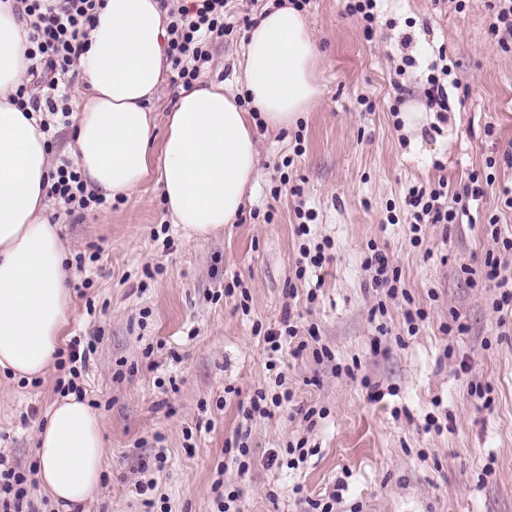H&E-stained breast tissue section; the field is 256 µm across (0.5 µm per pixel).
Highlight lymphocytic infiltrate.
I'll return each instance as SVG.
<instances>
[{
    "label": "lymphocytic infiltrate",
    "mask_w": 512,
    "mask_h": 512,
    "mask_svg": "<svg viewBox=\"0 0 512 512\" xmlns=\"http://www.w3.org/2000/svg\"><path fill=\"white\" fill-rule=\"evenodd\" d=\"M226 5L227 0H192L169 8L165 18L167 54L183 87H191L212 62V40L230 31L231 25L224 19ZM101 6L102 0H16L13 6L25 21L31 78L30 84L18 87L13 102L19 110L41 114L40 129L45 134H52L57 123L67 122L70 116L71 71ZM50 180L48 195L66 216L79 219L108 205L106 197L89 189L71 159H57ZM484 194L485 183L477 174L453 194L444 181L429 188L410 187L405 204L413 218L410 231L415 243H422L426 225L461 223L470 202ZM27 482L24 470L0 456V512H23L30 492Z\"/></svg>",
    "instance_id": "lymphocytic-infiltrate-1"
}]
</instances>
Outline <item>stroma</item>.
Returning <instances> with one entry per match:
<instances>
[{
  "mask_svg": "<svg viewBox=\"0 0 512 512\" xmlns=\"http://www.w3.org/2000/svg\"><path fill=\"white\" fill-rule=\"evenodd\" d=\"M265 4L229 0L234 30L213 43L200 80L236 84ZM303 15L322 52L321 94L295 126L258 127L259 178L234 223L186 238L149 182L60 225L71 266L65 337L101 335L78 380L106 441L101 492L84 512H215L219 478L239 490L242 512H305L337 489L336 512H512V315L497 312L496 288L462 272L494 253L512 275V252L486 230L494 217L512 238L501 202L512 167L492 169L462 223L428 225L426 247L412 242L405 204L409 186L444 180L456 191L512 147V50L490 39L489 0H468L461 13L452 0H382L370 39L341 0H311ZM441 51L450 71L442 113L423 97ZM296 184L302 195L291 193ZM299 209L315 214L311 243H332L322 270L302 280ZM372 244L427 313L416 333L402 298L370 286L362 262ZM380 302L386 314L372 319ZM287 307L301 330L318 327L334 358L284 354L277 369L292 401L244 421L258 392L277 391L256 329L277 325ZM455 320L464 332L451 330ZM61 375L0 374V453L22 468L35 460ZM479 384L491 388L490 408L473 392ZM310 407L321 412L312 423L300 415ZM241 435L243 474L225 451ZM300 442L308 456L298 468L268 465L269 452ZM147 480L155 487L140 494Z\"/></svg>",
  "mask_w": 512,
  "mask_h": 512,
  "instance_id": "stroma-1",
  "label": "stroma"
}]
</instances>
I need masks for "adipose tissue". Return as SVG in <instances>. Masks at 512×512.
Masks as SVG:
<instances>
[{
	"instance_id": "adipose-tissue-1",
	"label": "adipose tissue",
	"mask_w": 512,
	"mask_h": 512,
	"mask_svg": "<svg viewBox=\"0 0 512 512\" xmlns=\"http://www.w3.org/2000/svg\"><path fill=\"white\" fill-rule=\"evenodd\" d=\"M161 0H104L75 63L84 92L72 103L75 161L89 188L131 196L157 181L171 223L203 238L233 223L258 176L257 123L295 125L317 101L319 47L301 11L267 5L247 32L242 77L180 89L156 138L155 103L171 71ZM25 33L0 0V370L44 376L62 345L71 294L68 254L49 215L50 150L10 101L27 82ZM36 474L58 512L100 490L101 417L71 393L37 433Z\"/></svg>"
}]
</instances>
